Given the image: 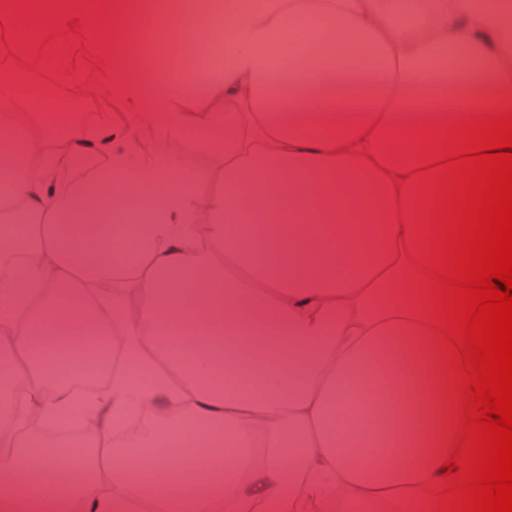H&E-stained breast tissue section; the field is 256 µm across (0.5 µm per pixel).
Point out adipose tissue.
Wrapping results in <instances>:
<instances>
[{
	"label": "adipose tissue",
	"mask_w": 512,
	"mask_h": 512,
	"mask_svg": "<svg viewBox=\"0 0 512 512\" xmlns=\"http://www.w3.org/2000/svg\"><path fill=\"white\" fill-rule=\"evenodd\" d=\"M112 14L98 45L101 83L125 108L101 117L70 156L112 173L81 192L57 181L46 126L0 99V186L38 236L0 226V254L23 255L0 279V512H126L137 474L159 471L164 512H440L441 472L462 433L454 370L436 328L431 215L451 125L512 109V0H263L224 7L220 69L177 75L130 33L125 0H57L56 15ZM348 49L352 67L324 50ZM298 59L287 69L277 56ZM148 125L195 146L222 189L189 157L144 150ZM150 204H141L144 194ZM143 226L144 271L98 293L124 331L118 376L72 400L49 373L96 317L81 293L110 275L112 223ZM176 333V356L156 332ZM258 337L250 349L236 336ZM149 404L156 421L109 462L89 454L71 499L50 495L67 451L31 444V422L79 410L108 435ZM261 441L259 461L223 455ZM223 457L199 475L189 454Z\"/></svg>",
	"instance_id": "obj_1"
}]
</instances>
